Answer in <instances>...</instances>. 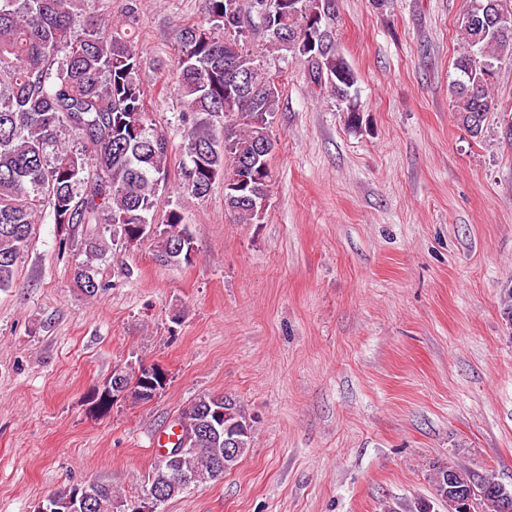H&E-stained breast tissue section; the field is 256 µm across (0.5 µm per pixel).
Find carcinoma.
Returning a JSON list of instances; mask_svg holds the SVG:
<instances>
[{"label":"carcinoma","instance_id":"1","mask_svg":"<svg viewBox=\"0 0 512 512\" xmlns=\"http://www.w3.org/2000/svg\"><path fill=\"white\" fill-rule=\"evenodd\" d=\"M275 0L265 23L267 43L254 52L249 33L239 29L241 16L259 0H204V22L180 30L173 75L186 111L194 114L181 145L183 191L203 198L211 185L224 180V206L237 224H256L253 207L241 196L254 188L270 193L271 154L260 157L250 187L234 188L241 162L254 156L256 145L274 140L273 119L280 110L279 81L266 69L264 57L283 51L303 55L310 39L318 54L313 79L347 103L350 124L359 125L357 104L349 96L358 82L336 50L324 19L334 0ZM136 0L125 4L123 20L112 21L106 0H0V290L12 287L16 266L28 247L34 224L50 218L58 225L60 245L74 228L93 225L85 244L87 260L74 269L73 281L89 298L104 284L92 264L113 245L141 232L150 223L157 191L166 180L169 143L152 127L144 66L130 25ZM463 51L455 60L450 106L457 120L478 137L483 123L475 113L492 108L490 86L499 63L512 61V33L479 32L457 21ZM224 114V139L210 129L208 116ZM155 259L163 265L188 263V250L178 251L191 236L181 214L169 212L166 223L148 234ZM224 409V424L239 428L238 455L249 448L252 418L233 397L202 394L180 419L178 440L191 452L176 462L191 483L169 489L170 498L190 485L217 481L224 473L212 464L224 455V431H209L200 421L215 406ZM464 487L470 472L448 461L433 467L432 487L448 489L449 471ZM112 487L97 483L88 512H115Z\"/></svg>","mask_w":512,"mask_h":512}]
</instances>
